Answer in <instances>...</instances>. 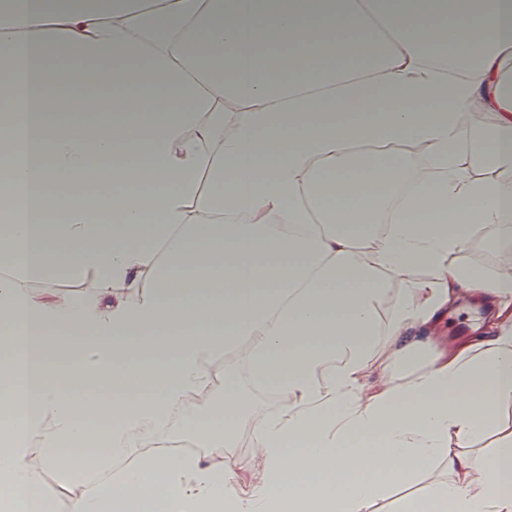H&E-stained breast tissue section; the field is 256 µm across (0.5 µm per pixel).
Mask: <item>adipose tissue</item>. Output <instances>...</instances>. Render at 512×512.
<instances>
[{"instance_id":"obj_1","label":"adipose tissue","mask_w":512,"mask_h":512,"mask_svg":"<svg viewBox=\"0 0 512 512\" xmlns=\"http://www.w3.org/2000/svg\"><path fill=\"white\" fill-rule=\"evenodd\" d=\"M509 56L512 0H0V488L512 512V270L449 264L474 227L512 243ZM464 293L486 325L431 335ZM255 386L277 408L225 459ZM175 413L209 458L165 453ZM45 288H53V291L58 294L79 295L87 288H93V286L89 279L81 282H61L52 287L46 286L38 281H32L28 284L30 294L36 298L44 295Z\"/></svg>"}]
</instances>
